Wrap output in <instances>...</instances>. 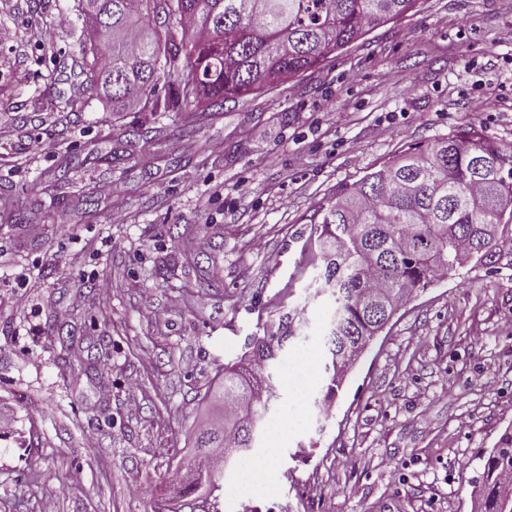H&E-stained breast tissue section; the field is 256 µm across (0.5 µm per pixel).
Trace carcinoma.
<instances>
[{
	"label": "carcinoma",
	"mask_w": 512,
	"mask_h": 512,
	"mask_svg": "<svg viewBox=\"0 0 512 512\" xmlns=\"http://www.w3.org/2000/svg\"><path fill=\"white\" fill-rule=\"evenodd\" d=\"M418 0H99L110 32L90 30L79 77L108 111L172 112L192 133L200 114L259 95L321 67L370 30L394 22ZM176 87L160 98V82ZM512 224V149L473 126L404 153L338 187L313 223L315 280L329 289L321 386L333 403L366 343L417 292L468 264L493 263L495 231ZM305 308L264 326L224 366V426L195 433L199 466L215 473L214 448H232L223 466L256 447L281 399L282 357L302 336ZM475 512H512V426L480 456Z\"/></svg>",
	"instance_id": "1"
}]
</instances>
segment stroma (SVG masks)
Returning a JSON list of instances; mask_svg holds the SVG:
<instances>
[{"label": "stroma", "instance_id": "obj_1", "mask_svg": "<svg viewBox=\"0 0 512 512\" xmlns=\"http://www.w3.org/2000/svg\"><path fill=\"white\" fill-rule=\"evenodd\" d=\"M67 5L0 0V512H472L479 454L512 425L507 231L494 264L398 311L325 417L311 366L287 361L271 416L288 435L254 451L277 450L267 490L230 492L233 467L194 508L172 476L280 306L306 307L302 348H320L328 311L305 300L300 249L339 185L474 122L512 147V0H421L190 134L72 95L89 24ZM142 124L156 137L132 136ZM67 155L80 209L45 177Z\"/></svg>", "mask_w": 512, "mask_h": 512}]
</instances>
